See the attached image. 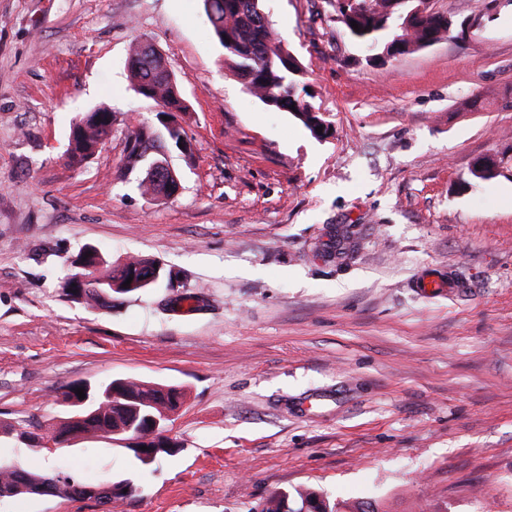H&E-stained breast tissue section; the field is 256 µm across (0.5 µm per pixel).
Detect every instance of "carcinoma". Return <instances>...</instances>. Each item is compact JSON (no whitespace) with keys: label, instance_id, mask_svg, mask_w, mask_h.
<instances>
[{"label":"carcinoma","instance_id":"carcinoma-1","mask_svg":"<svg viewBox=\"0 0 512 512\" xmlns=\"http://www.w3.org/2000/svg\"><path fill=\"white\" fill-rule=\"evenodd\" d=\"M205 13L219 44L224 49V66L237 77L244 88L268 107L288 112L316 139L325 137L316 131L322 115L301 96L296 75L301 67L285 65L280 54L284 40L272 28L261 9V0H202ZM419 6L415 0H343L335 5L336 22L348 37L379 52L392 51L402 56L430 47L448 38V17L440 14L423 22L409 18ZM356 22V31L351 22ZM134 90L157 106L166 105L174 94L173 86L160 76L158 66L151 62L129 65ZM115 121V113L105 107L90 109L72 125L69 142L74 144L69 155L72 163L93 157L99 144ZM182 131L167 126L153 128L139 124L128 135V144L121 174L139 175L138 188L144 196L161 197L164 185L148 171V162L160 150L178 147ZM505 156L493 155L476 160L469 173L472 179L490 182L502 175ZM77 261L94 268L102 288L81 289V303L91 309H112L119 296L146 294L160 280L173 282L172 272L154 267L155 261L131 257L116 265L107 264L90 248L79 254ZM130 286L123 287L125 282ZM97 400L88 401L77 419L53 425L50 435L59 444L75 433L121 434L131 428L138 432L141 446L133 449L142 464L173 455L170 441L158 436L149 424L150 417L163 419L182 404L183 393L175 386L156 382L117 378L93 389ZM125 493L111 490V483L95 486V499L112 512V504L133 491L124 485ZM64 496L70 499L87 497V485L71 473L45 471L33 473L15 465L0 464V498L18 496ZM344 505L309 488H296L271 501L266 512H342Z\"/></svg>","mask_w":512,"mask_h":512}]
</instances>
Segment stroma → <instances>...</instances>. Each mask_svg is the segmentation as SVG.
Wrapping results in <instances>:
<instances>
[{
  "label": "stroma",
  "instance_id": "35a3bbf8",
  "mask_svg": "<svg viewBox=\"0 0 512 512\" xmlns=\"http://www.w3.org/2000/svg\"><path fill=\"white\" fill-rule=\"evenodd\" d=\"M464 37L386 63L328 0H264L331 124L310 135L224 67L202 0H0V462L130 483L122 512H265L312 488L383 512H512V0H432ZM154 43L179 79L181 189L119 179L156 105L128 78ZM116 115L68 163L78 112ZM144 257L174 285L95 310L62 289L72 258ZM454 277L453 292L417 288ZM131 378L179 387L174 456L124 436L48 449L58 390ZM0 512H102L0 498ZM506 163L505 153H502V156L482 157L473 163L469 173L474 180L490 182L502 175V169Z\"/></svg>",
  "mask_w": 512,
  "mask_h": 512
}]
</instances>
